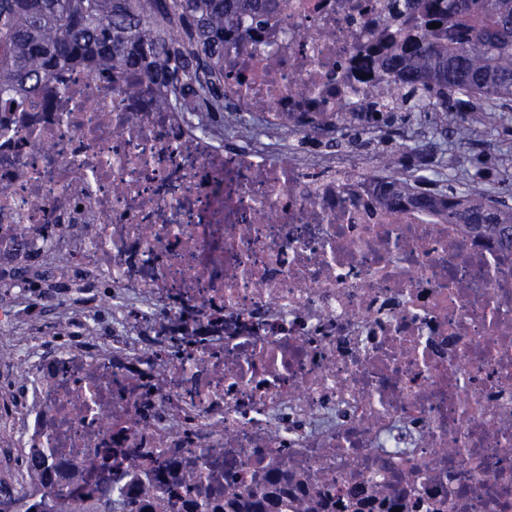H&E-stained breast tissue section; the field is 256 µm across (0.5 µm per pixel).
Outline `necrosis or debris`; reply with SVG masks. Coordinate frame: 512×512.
I'll list each match as a JSON object with an SVG mask.
<instances>
[{"label": "necrosis or debris", "mask_w": 512, "mask_h": 512, "mask_svg": "<svg viewBox=\"0 0 512 512\" xmlns=\"http://www.w3.org/2000/svg\"><path fill=\"white\" fill-rule=\"evenodd\" d=\"M278 2L224 41L264 140L80 67L0 113V512H512V251L332 138L397 0Z\"/></svg>", "instance_id": "1"}]
</instances>
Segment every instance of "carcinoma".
Returning <instances> with one entry per match:
<instances>
[{"instance_id": "cac0c4a2", "label": "carcinoma", "mask_w": 512, "mask_h": 512, "mask_svg": "<svg viewBox=\"0 0 512 512\" xmlns=\"http://www.w3.org/2000/svg\"><path fill=\"white\" fill-rule=\"evenodd\" d=\"M277 0H0V112L40 94L66 66L118 69L164 84L157 109L194 104L205 129L226 124L247 130L239 113L224 110V33L249 17L260 22ZM418 13L420 35L391 55L406 93L384 126L409 124L418 112H456L490 122L512 111V0H404ZM437 22L439 27L431 24ZM419 147L402 142L383 155L391 191L387 207L405 199L448 211V223L468 224L503 245L512 208L501 207L482 178L434 192L413 178Z\"/></svg>"}]
</instances>
